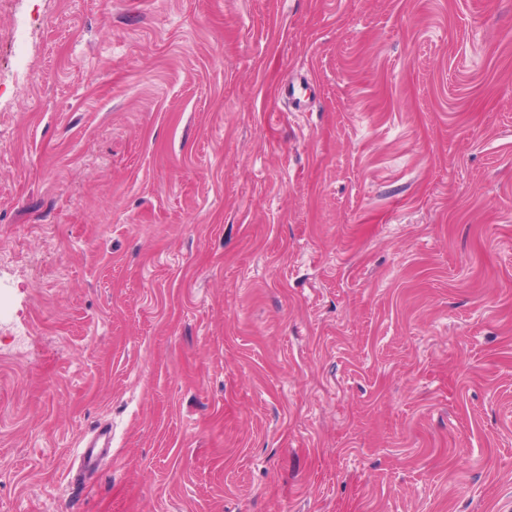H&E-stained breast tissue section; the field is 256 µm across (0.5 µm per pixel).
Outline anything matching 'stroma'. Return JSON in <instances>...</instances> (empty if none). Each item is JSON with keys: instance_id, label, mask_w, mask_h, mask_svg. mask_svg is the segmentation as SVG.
I'll return each instance as SVG.
<instances>
[{"instance_id": "35a3bbf8", "label": "stroma", "mask_w": 512, "mask_h": 512, "mask_svg": "<svg viewBox=\"0 0 512 512\" xmlns=\"http://www.w3.org/2000/svg\"><path fill=\"white\" fill-rule=\"evenodd\" d=\"M0 512H512V0H0ZM97 436H104V443H84L77 449V476L85 479L87 474L96 471L105 456L112 455V427L103 426L97 431Z\"/></svg>"}]
</instances>
